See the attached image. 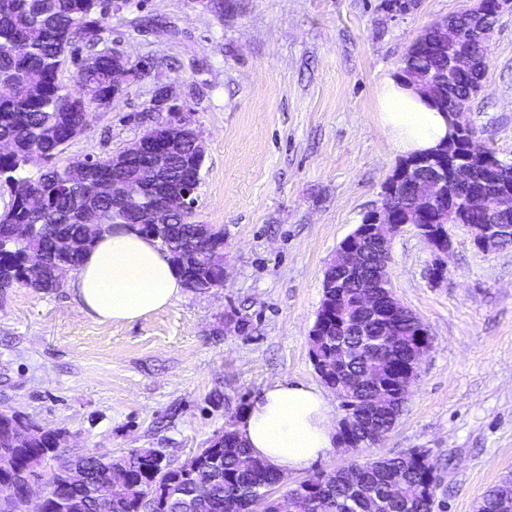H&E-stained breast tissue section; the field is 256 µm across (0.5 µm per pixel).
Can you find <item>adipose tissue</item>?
Masks as SVG:
<instances>
[{"mask_svg":"<svg viewBox=\"0 0 512 512\" xmlns=\"http://www.w3.org/2000/svg\"><path fill=\"white\" fill-rule=\"evenodd\" d=\"M379 122L403 155L445 141L448 117L402 76L384 78L377 93ZM69 286L80 312L102 322H133L180 298L183 278L158 244L124 224L114 225L86 254ZM238 433L252 454L284 476L337 451L339 426L320 389L275 381L242 413Z\"/></svg>","mask_w":512,"mask_h":512,"instance_id":"obj_1","label":"adipose tissue"}]
</instances>
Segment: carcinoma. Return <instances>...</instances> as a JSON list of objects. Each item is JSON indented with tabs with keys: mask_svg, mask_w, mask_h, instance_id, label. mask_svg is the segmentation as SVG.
I'll return each instance as SVG.
<instances>
[{
	"mask_svg": "<svg viewBox=\"0 0 512 512\" xmlns=\"http://www.w3.org/2000/svg\"><path fill=\"white\" fill-rule=\"evenodd\" d=\"M114 0H0V89L18 88L19 95L0 93V180L9 187L10 201L0 212V292L14 286L50 293L65 286L84 256L114 224L131 227L145 223L148 197L160 191L154 170L163 160L166 187L175 189L200 167L194 141L174 142L164 157L156 154L161 128L180 120L167 117L144 133L149 141L133 164L118 168L112 157L86 156L63 165L56 158L74 135L86 129L90 114L112 106V49L99 48L108 29ZM457 23L463 44L478 42V26L466 13L448 16ZM432 27L409 48L402 60L403 77L425 70L448 69L449 52ZM78 66L72 85L59 81L66 58ZM487 68L481 52L473 68L457 78L453 88L433 83L423 92L445 109L450 96L472 98ZM474 190L498 183L503 166L477 159ZM107 190L90 195L88 184ZM202 225L194 212L173 209L170 224L149 233L182 273L185 288L203 293L224 284V229H213L212 239L201 238ZM44 262L41 277L25 276L26 260ZM363 289L345 280L322 297L315 323L320 344L311 349L316 372L327 386L335 371L336 348L356 341L368 355L387 358L402 369L413 359L414 331L410 320L396 317L367 325L361 336L337 314L359 315L357 297ZM379 424L390 427L403 406L389 392ZM60 429L42 427L10 406L0 407V448L11 449L0 482L14 481L16 497L0 496V512H23L21 492L29 482L48 489L45 512H153L155 499L168 503V512H292L287 496L274 498L276 470L253 456L236 429L227 427L215 441L183 464L173 467L154 448H131L120 455L89 449L61 448ZM362 483L353 482L351 465L314 476L298 485L321 483L309 512H434L435 467L406 452L381 455L364 462ZM512 495V475L503 476L483 495L478 512H512V498L503 506V492Z\"/></svg>",
	"mask_w": 512,
	"mask_h": 512,
	"instance_id": "cac0c4a2",
	"label": "carcinoma"
}]
</instances>
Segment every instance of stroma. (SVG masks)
<instances>
[{"label":"stroma","instance_id":"1","mask_svg":"<svg viewBox=\"0 0 512 512\" xmlns=\"http://www.w3.org/2000/svg\"><path fill=\"white\" fill-rule=\"evenodd\" d=\"M473 0H127L106 47L149 69L92 113L62 158L119 153L154 126V99L190 108L206 144L195 220L224 230V285L183 293L132 323L79 312L70 288L0 295V406L62 429L75 447L160 450L178 466L238 424L277 380L320 385L309 333L340 242L382 203L402 159L376 112L380 81L424 30ZM479 142L512 162V4L498 17L488 66L467 114ZM447 278L413 225L392 239L396 298L431 346L392 430L285 477L412 448L436 468L435 512H475L512 471V246L479 249L448 227Z\"/></svg>","mask_w":512,"mask_h":512}]
</instances>
